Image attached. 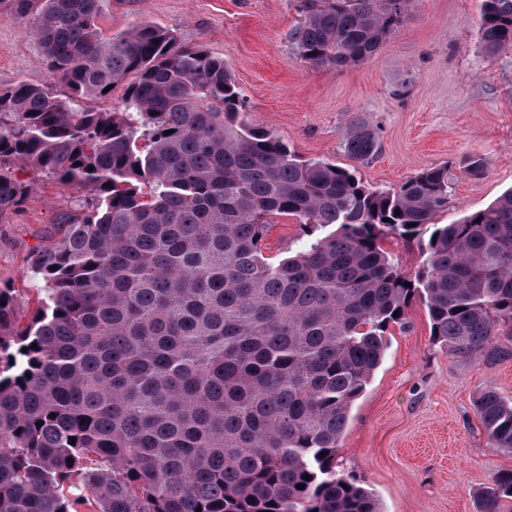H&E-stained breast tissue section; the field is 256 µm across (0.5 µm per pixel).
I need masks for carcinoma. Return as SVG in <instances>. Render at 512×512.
<instances>
[{"label": "carcinoma", "instance_id": "1", "mask_svg": "<svg viewBox=\"0 0 512 512\" xmlns=\"http://www.w3.org/2000/svg\"><path fill=\"white\" fill-rule=\"evenodd\" d=\"M409 2L296 0L288 41L313 67H355ZM101 5L0 0L49 74L0 88V217L43 178L83 191L31 258L30 323L0 288V512H378L336 469L350 406L416 297L448 352L512 358V191L438 224L447 167L378 191L304 159L238 121L224 60L151 22L105 38ZM479 36L512 48V0H482ZM109 85L125 111L80 106ZM344 148L373 156L378 127L350 121ZM277 215L299 220L302 245L270 264ZM387 235L419 239L415 277ZM475 409L511 453L512 401L487 389ZM480 501L503 512L512 470Z\"/></svg>", "mask_w": 512, "mask_h": 512}]
</instances>
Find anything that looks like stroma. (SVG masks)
<instances>
[{
    "label": "stroma",
    "mask_w": 512,
    "mask_h": 512,
    "mask_svg": "<svg viewBox=\"0 0 512 512\" xmlns=\"http://www.w3.org/2000/svg\"><path fill=\"white\" fill-rule=\"evenodd\" d=\"M481 0H410L404 25L355 68L313 67L293 53L288 33L301 21L293 0H104V36L148 21L202 44L224 60L245 103L248 126L273 131L307 159L355 172L388 191L422 169H448L447 224L486 208L512 189V49L485 54L478 35ZM40 85L47 74L23 22L0 20V88ZM376 124L380 149L361 162L346 153L350 117ZM484 157V176L465 172ZM78 191L38 181L22 211L0 220V287L13 289L17 320L27 324L38 293L29 276L35 250L65 227L57 219ZM301 244L293 216L272 219L262 253L276 263ZM388 348L352 404L338 468L361 480L380 512H479L495 473L512 453L490 445L475 400L493 388L512 400V359L470 360L432 341L420 301L404 325L388 330Z\"/></svg>",
    "instance_id": "35a3bbf8"
}]
</instances>
